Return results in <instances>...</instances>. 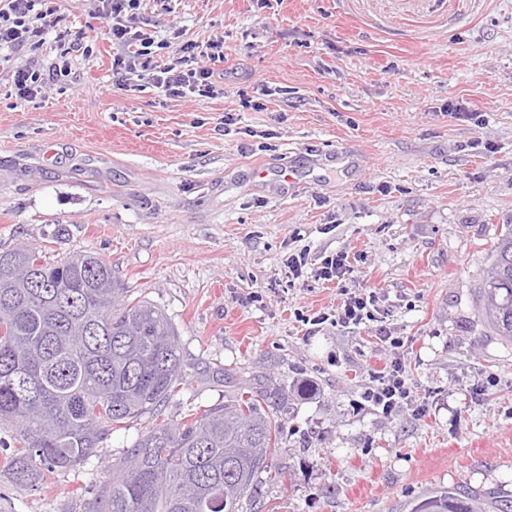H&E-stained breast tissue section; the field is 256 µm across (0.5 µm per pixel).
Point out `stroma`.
<instances>
[{
  "label": "stroma",
  "mask_w": 512,
  "mask_h": 512,
  "mask_svg": "<svg viewBox=\"0 0 512 512\" xmlns=\"http://www.w3.org/2000/svg\"><path fill=\"white\" fill-rule=\"evenodd\" d=\"M58 6L38 48L0 49V253L100 256L171 319L186 382L36 489L13 480L0 428V506L93 512L138 437L269 379L287 394L284 477L259 484L254 512H413L448 489L512 500V343L479 312L512 225V0H141L160 65L223 39L203 100L117 88L97 0ZM60 32L88 52L17 99L14 71L54 62ZM462 100L481 124L446 112ZM300 249L348 251L355 271L289 280ZM342 287L377 292L417 408L359 406L389 361L370 326L299 322Z\"/></svg>",
  "instance_id": "1"
}]
</instances>
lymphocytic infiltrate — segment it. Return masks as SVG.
<instances>
[{"label": "lymphocytic infiltrate", "instance_id": "f902f5d3", "mask_svg": "<svg viewBox=\"0 0 512 512\" xmlns=\"http://www.w3.org/2000/svg\"><path fill=\"white\" fill-rule=\"evenodd\" d=\"M100 2V15L108 23L113 41L119 45L133 42L139 45L136 58H129L122 53L113 55L112 78L116 85L127 88L132 80L148 78L154 87L167 96L185 97L194 94L204 98L212 97L211 65L224 60L223 40L217 39L204 45L184 43L176 63L160 67L151 56V39L134 26L141 0ZM56 11V0H6L5 6L0 8V47L39 45ZM81 48L79 42H68L67 46L61 47L57 62L45 71L30 66L18 68L13 77L17 97L25 101L35 99L59 77L67 75L69 54ZM308 258L309 254L304 250L289 254L287 267L292 279H299L304 272L309 271L315 279L339 282L353 272L349 255L343 251L322 257L319 264L313 267L309 266ZM377 301V293L373 290L349 293L337 303L334 310L309 317L308 322L314 326L327 323L340 327L375 323L376 340L384 350L392 354L402 347L403 341L392 335L386 326L377 324ZM363 398L371 406L380 409L382 414L391 416L412 404L416 393L404 368L394 360L383 370L374 372L372 384L365 389Z\"/></svg>", "mask_w": 512, "mask_h": 512}]
</instances>
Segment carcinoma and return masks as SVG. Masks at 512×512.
Returning a JSON list of instances; mask_svg holds the SVG:
<instances>
[{
	"label": "carcinoma",
	"instance_id": "1",
	"mask_svg": "<svg viewBox=\"0 0 512 512\" xmlns=\"http://www.w3.org/2000/svg\"><path fill=\"white\" fill-rule=\"evenodd\" d=\"M112 267L91 253L49 262L36 248L0 254V425L15 429V481L44 485L97 455L112 431L153 413L184 384L178 332L165 311L128 299ZM480 312L512 341V226L498 239L482 285ZM271 380L224 396L195 419L140 437L103 485L95 512H244L256 481L283 473ZM414 512H489L456 490Z\"/></svg>",
	"mask_w": 512,
	"mask_h": 512
}]
</instances>
